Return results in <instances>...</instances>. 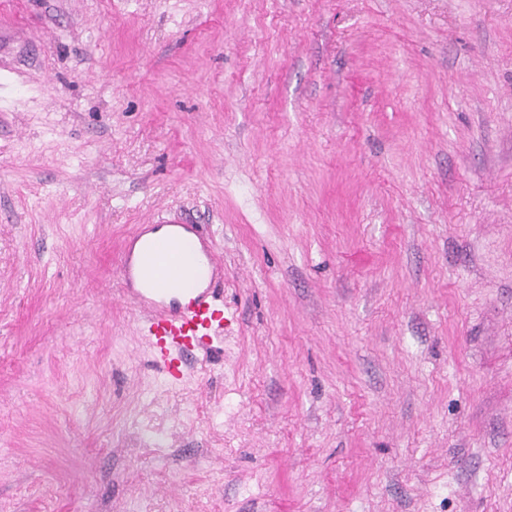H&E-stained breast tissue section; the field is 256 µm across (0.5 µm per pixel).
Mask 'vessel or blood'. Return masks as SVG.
Instances as JSON below:
<instances>
[{
  "mask_svg": "<svg viewBox=\"0 0 512 512\" xmlns=\"http://www.w3.org/2000/svg\"><path fill=\"white\" fill-rule=\"evenodd\" d=\"M170 226L169 235L155 237L141 225L125 242L119 270L123 299L143 319L154 363L179 380L195 352L223 356L224 297L212 237L182 220Z\"/></svg>",
  "mask_w": 512,
  "mask_h": 512,
  "instance_id": "1",
  "label": "vessel or blood"
}]
</instances>
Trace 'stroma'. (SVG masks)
Instances as JSON below:
<instances>
[{
	"instance_id": "obj_1",
	"label": "stroma",
	"mask_w": 512,
	"mask_h": 512,
	"mask_svg": "<svg viewBox=\"0 0 512 512\" xmlns=\"http://www.w3.org/2000/svg\"><path fill=\"white\" fill-rule=\"evenodd\" d=\"M175 213L180 382L118 274ZM0 512H512V0H0ZM160 222L169 224L171 233L145 239L154 231L141 224L125 242L119 270L123 299L143 319L154 363L180 380L198 350L224 354V297L215 288L223 268L212 237L200 234L196 225Z\"/></svg>"
}]
</instances>
